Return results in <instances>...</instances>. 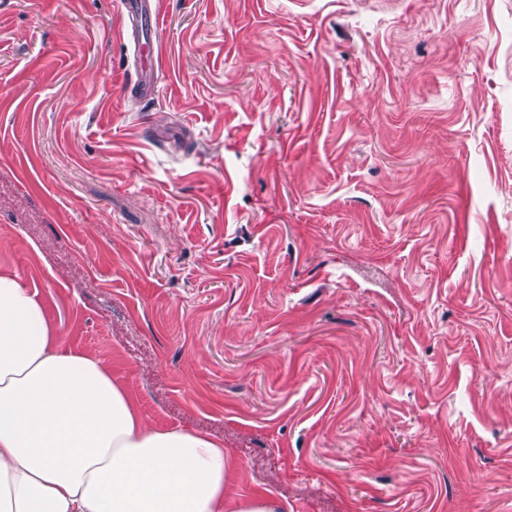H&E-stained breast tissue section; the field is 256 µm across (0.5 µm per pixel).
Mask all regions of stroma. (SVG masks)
<instances>
[{
    "mask_svg": "<svg viewBox=\"0 0 512 512\" xmlns=\"http://www.w3.org/2000/svg\"><path fill=\"white\" fill-rule=\"evenodd\" d=\"M0 0V267L288 512H512V0ZM123 15L135 16L144 15L149 17L152 27L156 30L159 25L161 14V1L160 0H124L122 2ZM156 50L155 56L153 52H150L149 65L147 66L143 63L142 60V50L145 44L135 43V53H136V70H135V84L130 87L127 85V88L133 90L140 91L144 96H150L153 93V80L154 75L161 70V58H162V44L159 41L155 42Z\"/></svg>",
    "mask_w": 512,
    "mask_h": 512,
    "instance_id": "1",
    "label": "stroma"
}]
</instances>
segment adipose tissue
I'll use <instances>...</instances> for the list:
<instances>
[{
  "instance_id": "adipose-tissue-1",
  "label": "adipose tissue",
  "mask_w": 512,
  "mask_h": 512,
  "mask_svg": "<svg viewBox=\"0 0 512 512\" xmlns=\"http://www.w3.org/2000/svg\"><path fill=\"white\" fill-rule=\"evenodd\" d=\"M231 472L222 444L149 423L100 356L63 348L0 270V512H283L226 494Z\"/></svg>"
}]
</instances>
